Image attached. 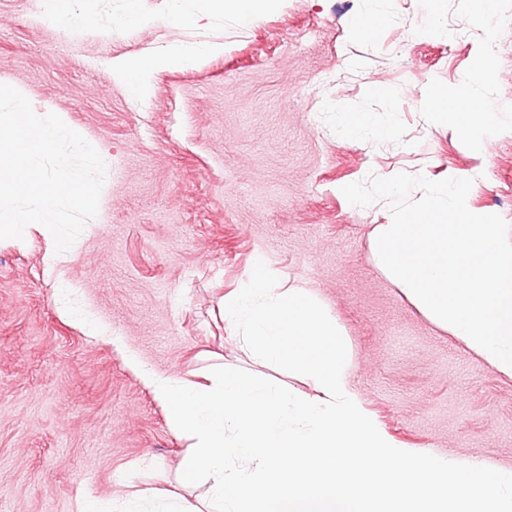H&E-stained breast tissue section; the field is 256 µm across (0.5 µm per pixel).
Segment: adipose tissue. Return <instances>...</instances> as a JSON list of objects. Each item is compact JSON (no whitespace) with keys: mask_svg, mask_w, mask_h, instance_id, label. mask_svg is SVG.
Wrapping results in <instances>:
<instances>
[{"mask_svg":"<svg viewBox=\"0 0 512 512\" xmlns=\"http://www.w3.org/2000/svg\"><path fill=\"white\" fill-rule=\"evenodd\" d=\"M224 46L218 42L202 40L193 44L166 46L145 58L132 61L121 57L112 61V77L127 87L136 99H144L149 80L157 70L173 64H189L206 55L222 53ZM431 120H445L459 125L475 139H483L491 127L494 109L477 99L471 89L455 92L453 99L431 101L426 110Z\"/></svg>","mask_w":512,"mask_h":512,"instance_id":"1","label":"adipose tissue"}]
</instances>
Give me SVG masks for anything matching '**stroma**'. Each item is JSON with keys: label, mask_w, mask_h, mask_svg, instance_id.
Returning a JSON list of instances; mask_svg holds the SVG:
<instances>
[{"label": "stroma", "mask_w": 512, "mask_h": 512, "mask_svg": "<svg viewBox=\"0 0 512 512\" xmlns=\"http://www.w3.org/2000/svg\"><path fill=\"white\" fill-rule=\"evenodd\" d=\"M88 27L39 0H0V83L57 114L107 156L96 217L60 262L40 235L0 241V512H79L90 499L190 496L187 440L141 367L185 378L214 357L250 362L220 302L256 262L306 287L353 347L351 379L403 448L512 471V381L438 330L374 265L388 208L350 205L342 186L392 173L469 176L470 209L512 224V111L487 145L429 122L427 97L491 71L476 96L512 104V0L493 20L440 0L451 42L423 34L427 0H393L372 39L349 25L357 0H284L240 26L174 24L171 0H78ZM136 8L141 28L116 36ZM224 52L155 73L147 100L112 78L200 35ZM392 92L374 96L371 85ZM388 132H341L336 109Z\"/></svg>", "instance_id": "35a3bbf8"}]
</instances>
